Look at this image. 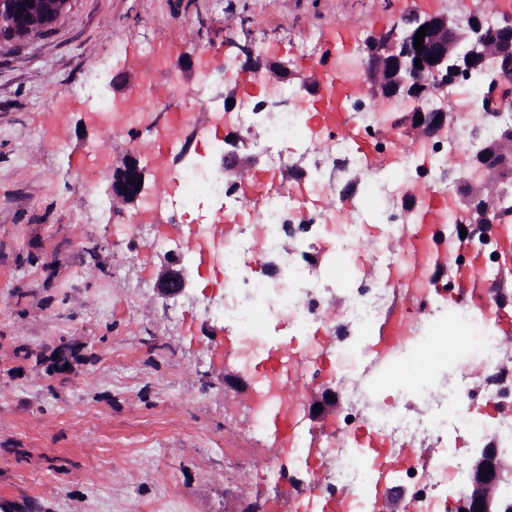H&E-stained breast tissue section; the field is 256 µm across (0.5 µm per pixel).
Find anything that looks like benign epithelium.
Here are the masks:
<instances>
[{"label": "benign epithelium", "instance_id": "obj_1", "mask_svg": "<svg viewBox=\"0 0 512 512\" xmlns=\"http://www.w3.org/2000/svg\"><path fill=\"white\" fill-rule=\"evenodd\" d=\"M71 0H0V33L11 42H23L37 32L56 23L68 11ZM428 25L423 39V51L405 43L402 31H418ZM365 57L362 84L365 91L376 98L402 99L408 109L395 117V124L413 140L432 141L448 135V112L437 108L432 112L420 107L428 85L436 89L448 87V81H457L463 74L479 68L492 74L493 89L489 106L512 110V17L492 23L478 7L462 11L450 4L434 12L411 9L401 14L393 23L373 31L361 47ZM335 54L327 50L321 58L314 77L297 74L288 64L278 60L263 59L254 54L250 46L241 47L239 58L246 59L248 68L263 78L268 85L298 83L313 95L319 87V75ZM421 60V66L411 64V58ZM423 121H417V118ZM230 150L221 156L223 173L237 178L257 163V159L242 151L239 137L224 136ZM473 174L462 180L465 194L463 205L465 222L457 228L466 229V237L498 235L497 223L502 216L492 204L503 193L505 175L512 172V128L502 130L498 137L487 142L483 150L472 158ZM157 177L156 171L144 163L139 153L127 154L121 167L112 175L108 192L115 205L133 209L140 214L138 202L150 195L144 184L147 177ZM143 184H138V181ZM193 289L192 272L184 254H169L161 265L157 293L166 299L189 296ZM255 383L250 374L238 368L224 370V384L238 391L246 389L255 394ZM340 394L336 387L321 385L305 398V412L310 420L318 421L336 411ZM320 412H314L316 405ZM492 474L485 475V470ZM503 484H512V460L490 444L475 449L468 470L467 484L460 504L464 512H512V503L502 498L498 490Z\"/></svg>", "mask_w": 512, "mask_h": 512}]
</instances>
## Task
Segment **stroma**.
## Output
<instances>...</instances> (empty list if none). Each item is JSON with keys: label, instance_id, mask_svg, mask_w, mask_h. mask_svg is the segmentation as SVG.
<instances>
[{"label": "stroma", "instance_id": "stroma-1", "mask_svg": "<svg viewBox=\"0 0 512 512\" xmlns=\"http://www.w3.org/2000/svg\"><path fill=\"white\" fill-rule=\"evenodd\" d=\"M440 0H72L47 32L0 41V512H285L300 491L270 484L280 441L255 430L224 387L238 345L211 285L160 297L170 224L127 226L106 189L137 144L78 125L82 85L135 80L167 44L198 60L242 45L298 67L297 50L336 28L385 24ZM61 99L49 109L53 94ZM109 143L83 195L72 161Z\"/></svg>", "mask_w": 512, "mask_h": 512}]
</instances>
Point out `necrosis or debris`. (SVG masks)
Instances as JSON below:
<instances>
[{
	"instance_id": "1",
	"label": "necrosis or debris",
	"mask_w": 512,
	"mask_h": 512,
	"mask_svg": "<svg viewBox=\"0 0 512 512\" xmlns=\"http://www.w3.org/2000/svg\"><path fill=\"white\" fill-rule=\"evenodd\" d=\"M332 69L343 87L338 109L350 133L315 119L322 100H304L290 85H258L244 92L235 111L212 112L213 125L237 133L246 152L261 159L255 182L237 184L201 166L164 169L161 183H177L180 197L159 194L145 209L168 211L171 223L186 225L192 255L209 258L224 291L216 315L227 332L261 347L264 328L256 314L263 311L291 333L288 345L276 351L280 372L258 383L260 402L281 407L295 421L288 434L291 466L270 463L271 474L288 475L328 504L380 479L403 489L406 512H456L465 490L466 449L492 443L512 455V360L493 341L496 324L478 309L479 302L496 299L501 284L512 282V265L498 262L497 241H462L455 232L464 214L451 164L475 156L497 131L483 118L488 83L460 78L456 86L465 97L448 136L410 146L391 122L403 103L362 90L360 54L337 53ZM179 86L173 67L159 82L143 75L138 89L120 101L105 87L87 85L90 117L116 131L147 125L166 90ZM271 97L294 107L267 118L261 106ZM295 156L313 159L300 182L269 185V177ZM204 196L223 200V229L196 217ZM347 197L351 205L342 206ZM406 198L413 201L408 211L401 206ZM434 201L444 204L434 211V236L447 252L443 279L453 284L461 264L478 262L487 285L479 302L457 303L426 283L409 288L385 276L408 267L404 248ZM290 237L295 250L287 254L282 244ZM326 248L350 269L349 277L314 262ZM337 293L343 304L336 308L331 298ZM398 302L406 310L402 341L385 356L359 345L365 330ZM350 350L357 363L347 371L338 362ZM425 353L432 356L430 377L418 379L412 393L386 396L390 370ZM328 375L340 391L336 429L311 450L305 446L308 424L280 390ZM366 439L377 442L372 469L360 460Z\"/></svg>"
}]
</instances>
